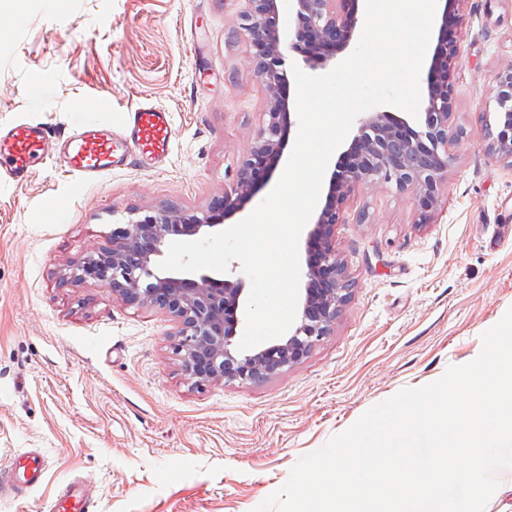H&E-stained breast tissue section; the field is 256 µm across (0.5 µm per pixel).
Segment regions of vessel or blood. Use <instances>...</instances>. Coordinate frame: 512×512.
<instances>
[{
  "label": "vessel or blood",
  "mask_w": 512,
  "mask_h": 512,
  "mask_svg": "<svg viewBox=\"0 0 512 512\" xmlns=\"http://www.w3.org/2000/svg\"><path fill=\"white\" fill-rule=\"evenodd\" d=\"M173 137L168 111L149 101L129 111L118 128L79 125L56 143L39 124H19L0 132V160L15 184L27 183L37 165L52 162L85 181L125 166L130 145H138L151 162L167 154ZM45 466L39 451L20 455L0 477V496L23 493L40 484ZM56 512H96L93 495L82 482L67 485L55 503Z\"/></svg>",
  "instance_id": "1"
}]
</instances>
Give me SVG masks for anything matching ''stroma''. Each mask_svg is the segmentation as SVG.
<instances>
[{
    "instance_id": "stroma-1",
    "label": "stroma",
    "mask_w": 512,
    "mask_h": 512,
    "mask_svg": "<svg viewBox=\"0 0 512 512\" xmlns=\"http://www.w3.org/2000/svg\"><path fill=\"white\" fill-rule=\"evenodd\" d=\"M242 8L0 0V127L40 124L62 139L148 97L175 131L157 168L135 157L93 183L53 165L23 185L0 177V468L31 449L48 466L0 512H53L77 477L96 487L97 512H253L370 407L473 361L512 308V165L484 140L496 74L512 63V0H469L433 28L432 43L447 34L463 52L448 194L422 225L408 193L356 190L336 229L355 288L300 363L260 383L195 386L170 314L94 281L58 287L130 210L171 202L196 214L233 187L267 104L235 34Z\"/></svg>"
}]
</instances>
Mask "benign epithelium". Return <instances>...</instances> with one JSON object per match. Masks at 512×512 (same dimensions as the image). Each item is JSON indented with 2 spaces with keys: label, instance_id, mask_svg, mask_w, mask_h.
Wrapping results in <instances>:
<instances>
[{
  "label": "benign epithelium",
  "instance_id": "1",
  "mask_svg": "<svg viewBox=\"0 0 512 512\" xmlns=\"http://www.w3.org/2000/svg\"><path fill=\"white\" fill-rule=\"evenodd\" d=\"M235 34L248 42V66L268 95L259 133L243 158L235 188L216 197L209 211L189 214L175 206L140 214L129 212L124 226L112 231V243L93 248L63 274L61 285L91 279L108 286L127 305L158 307L176 320L174 350L187 379L196 386L230 381L260 382L307 357L312 346L330 334L355 282L336 253V227L345 223L344 209L356 188L382 183L410 194L427 223L440 207L443 181L453 160L450 148L462 131L452 124L453 74L462 60L460 44H438V78L424 99V127L413 129L389 112H367L356 120L345 152V164L333 171L330 197L307 235L304 293L294 329L266 346L243 354L234 348L238 310L247 298L238 281L207 272L160 275L157 258L168 237L206 236L232 213L237 201L257 193L265 175L282 155L289 104L281 89L287 82L286 53L309 38L306 55L313 69L325 66L354 41L358 25L350 8L354 0H293L294 16L287 34L279 26V0H243ZM494 126L485 129L488 153L512 165V67L501 68L493 96Z\"/></svg>",
  "mask_w": 512,
  "mask_h": 512
}]
</instances>
